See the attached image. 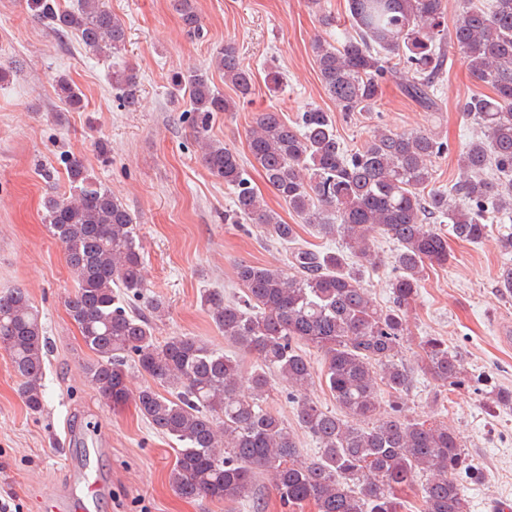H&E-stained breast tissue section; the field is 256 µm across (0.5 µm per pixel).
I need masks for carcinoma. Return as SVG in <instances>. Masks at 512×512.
Segmentation results:
<instances>
[{
	"mask_svg": "<svg viewBox=\"0 0 512 512\" xmlns=\"http://www.w3.org/2000/svg\"><path fill=\"white\" fill-rule=\"evenodd\" d=\"M26 6L56 30L76 34L95 56L124 47V22L100 0H78L70 9L59 0H26ZM177 6L186 33L200 36L194 0H177ZM349 15L351 30L342 38L313 42L322 86L344 111L370 110L383 82L393 78L421 106H432L449 40L472 75L492 87L493 95L465 104L478 131L462 154L458 180L447 190L430 187L432 162L445 151L430 132L377 128L348 149L333 116L321 108L292 124L275 110L262 112L248 134L251 158L317 235L341 240L335 251L312 250L299 243L295 225L265 207L238 154L208 135L215 115L235 111L236 101L213 89L204 70L176 72L171 84L188 92L204 165L233 190L234 221H249L291 246L287 268L237 267L243 296L226 300L218 289L200 292L224 341L253 358L248 389L241 390L239 358L196 336H154L153 318L166 306L148 295L133 216L74 155L64 158L71 190L45 199L48 224L74 281L65 307L94 355L85 374L100 400L114 408L134 400L152 430L180 445L170 473L180 495L245 500L262 474L292 508L312 502L317 512H408L403 492L414 488L420 512H468L462 481L480 483L484 474L452 426L404 413L412 370L401 349L427 270L452 261L448 239L480 243L496 224L500 252L512 254V228L503 225L512 219V0L465 6L450 28L443 0H349ZM212 64L238 97L254 93V74L233 46L221 48ZM57 92L69 107L81 106V92L69 79L57 80ZM431 222L448 231L431 229ZM375 232L397 246L385 306L361 278V268L374 261L369 236ZM131 298L145 300V311L132 309ZM48 344L28 292L0 293V349L11 359L22 401L36 413L45 405ZM304 345L323 353L321 382L342 414L311 396L315 372ZM130 360L168 394L151 385L131 391ZM417 369L450 391L467 378L462 359L439 336L420 339ZM273 375L288 384L297 425L316 441L312 456L301 452L295 431L269 404ZM488 399L489 409L512 405V392L492 387Z\"/></svg>",
	"mask_w": 512,
	"mask_h": 512,
	"instance_id": "cac0c4a2",
	"label": "carcinoma"
}]
</instances>
